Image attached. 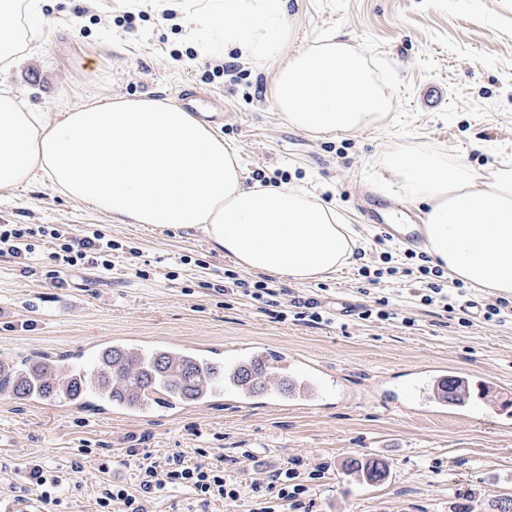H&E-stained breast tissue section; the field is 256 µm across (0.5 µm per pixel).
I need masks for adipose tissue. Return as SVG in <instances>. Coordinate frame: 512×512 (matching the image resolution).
Segmentation results:
<instances>
[{
    "mask_svg": "<svg viewBox=\"0 0 512 512\" xmlns=\"http://www.w3.org/2000/svg\"><path fill=\"white\" fill-rule=\"evenodd\" d=\"M43 0H0V63L20 50L18 12ZM199 57L280 60L272 85L296 129L350 133L378 123L388 101L364 58L330 38L285 53V0H194L180 8ZM409 194L426 206L425 247L449 279L512 295V169L472 172L425 152L388 154ZM48 181L116 224L193 230L250 272L296 282L335 275L358 239L305 187L246 184L239 155L211 123L166 100H96L50 117L0 88V189Z\"/></svg>",
    "mask_w": 512,
    "mask_h": 512,
    "instance_id": "adipose-tissue-1",
    "label": "adipose tissue"
}]
</instances>
